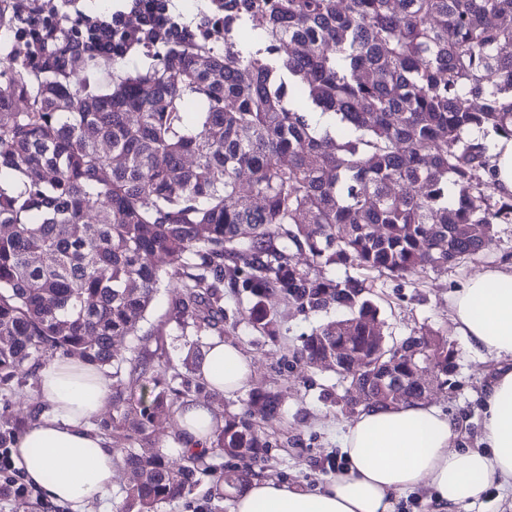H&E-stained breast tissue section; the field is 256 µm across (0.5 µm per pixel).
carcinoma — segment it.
<instances>
[{"label":"carcinoma","mask_w":512,"mask_h":512,"mask_svg":"<svg viewBox=\"0 0 512 512\" xmlns=\"http://www.w3.org/2000/svg\"><path fill=\"white\" fill-rule=\"evenodd\" d=\"M170 0H0V385L40 362L112 368L117 449L131 471L123 512H158L220 460L265 461L253 421L280 417L257 388L224 417L209 453L136 448L204 387L174 370L163 387L146 358H119L162 281L170 316L224 336V289L249 298L243 319L274 338L279 296L341 318L302 340L309 367L333 370L353 407L420 399L422 337L390 345L365 282L328 266L404 277L486 249L512 223L492 141L512 139V0H206L191 21ZM138 55L147 61L128 67ZM195 104L196 120H187ZM334 116L333 129L308 113ZM95 212L92 222L86 220ZM170 257L162 270L153 262ZM434 383L458 353L438 337ZM20 420L0 421V497L11 493Z\"/></svg>","instance_id":"carcinoma-1"}]
</instances>
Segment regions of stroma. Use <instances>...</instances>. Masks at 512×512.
I'll return each mask as SVG.
<instances>
[{
	"mask_svg": "<svg viewBox=\"0 0 512 512\" xmlns=\"http://www.w3.org/2000/svg\"><path fill=\"white\" fill-rule=\"evenodd\" d=\"M506 264H512V224H499L486 250L459 264L438 270L427 268L405 278L373 274L367 277L380 308L381 331L386 339L398 340L414 331H428L447 337L458 350L455 387L432 389L428 401L456 419L458 441L463 448L476 447L481 436L484 389L495 362L469 351L466 339L455 330L448 297L477 273ZM172 294V288L161 285L152 310L138 324L139 340L129 339L116 347L123 358L141 352L161 381L174 369L195 377L208 342L207 337L196 335L193 328L180 327L171 320ZM247 305L244 296H224V339L238 345L251 359L253 371L248 387L233 396L209 393L207 401L221 416L229 411H243L251 389L261 387L277 392L282 417L260 425L272 446L267 462L258 466L256 473L294 486L315 488L335 474L341 456L336 430L351 416L323 396L335 384V374L292 361L291 355L328 316L322 312H302L274 300L281 322L277 338L271 339L252 331L242 321L240 313ZM239 489V484L228 483L223 492H216L212 478L204 476L191 495L161 504L159 512H231Z\"/></svg>",
	"mask_w": 512,
	"mask_h": 512,
	"instance_id": "35a3bbf8",
	"label": "stroma"
}]
</instances>
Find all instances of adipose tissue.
<instances>
[{
	"label": "adipose tissue",
	"instance_id": "obj_1",
	"mask_svg": "<svg viewBox=\"0 0 512 512\" xmlns=\"http://www.w3.org/2000/svg\"><path fill=\"white\" fill-rule=\"evenodd\" d=\"M456 330L471 352L499 367L483 405L476 448L455 445L447 412L424 403L367 408L340 431L346 465L314 489L250 478L232 512H394L400 496L425 490L439 512L481 498L490 484L512 495V265L470 278L449 300ZM252 363L236 345L209 340L197 375L231 395L249 382ZM42 412L19 438L14 455L26 482L70 512L112 496L117 453L90 421L108 400L109 381L79 359L54 357L37 372ZM183 448L209 449L218 426L207 403L186 402L177 413Z\"/></svg>",
	"mask_w": 512,
	"mask_h": 512
}]
</instances>
